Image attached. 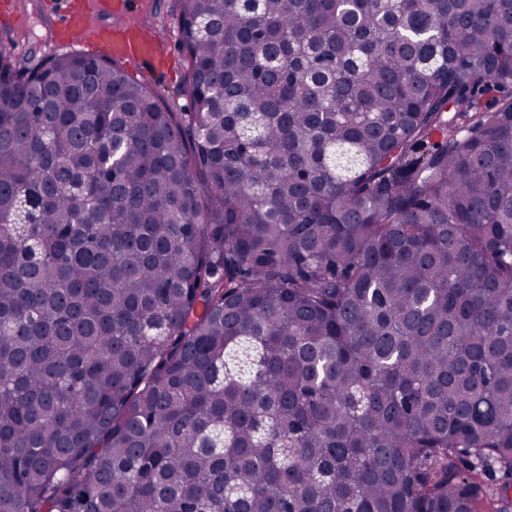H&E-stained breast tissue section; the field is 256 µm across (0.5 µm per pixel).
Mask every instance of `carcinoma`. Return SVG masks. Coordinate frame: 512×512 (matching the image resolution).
<instances>
[{
  "instance_id": "cac0c4a2",
  "label": "carcinoma",
  "mask_w": 512,
  "mask_h": 512,
  "mask_svg": "<svg viewBox=\"0 0 512 512\" xmlns=\"http://www.w3.org/2000/svg\"><path fill=\"white\" fill-rule=\"evenodd\" d=\"M180 35L0 55V512H512V0Z\"/></svg>"
}]
</instances>
